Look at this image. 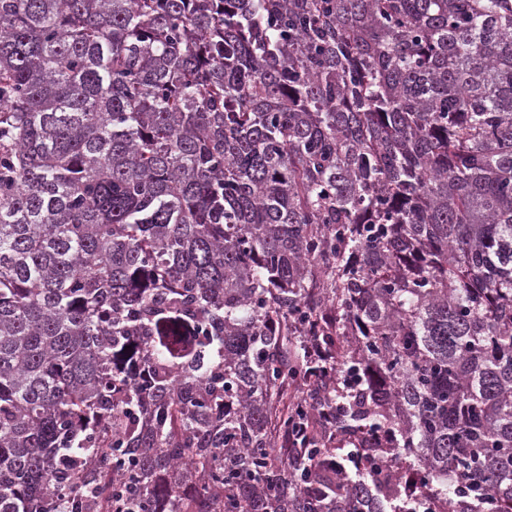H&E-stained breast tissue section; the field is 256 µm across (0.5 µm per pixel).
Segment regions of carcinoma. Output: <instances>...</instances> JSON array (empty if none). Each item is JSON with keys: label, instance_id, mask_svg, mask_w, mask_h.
Here are the masks:
<instances>
[{"label": "carcinoma", "instance_id": "cac0c4a2", "mask_svg": "<svg viewBox=\"0 0 512 512\" xmlns=\"http://www.w3.org/2000/svg\"><path fill=\"white\" fill-rule=\"evenodd\" d=\"M0 512H512V0H0Z\"/></svg>", "mask_w": 512, "mask_h": 512}]
</instances>
